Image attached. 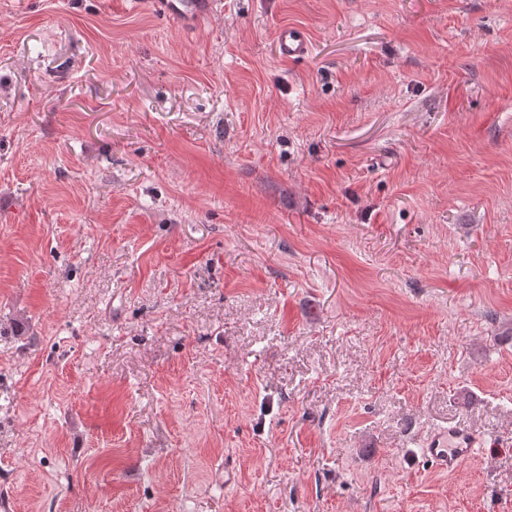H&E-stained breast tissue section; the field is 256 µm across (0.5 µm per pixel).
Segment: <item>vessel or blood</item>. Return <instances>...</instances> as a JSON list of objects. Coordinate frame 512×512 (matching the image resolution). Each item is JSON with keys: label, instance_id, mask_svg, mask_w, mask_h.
I'll return each mask as SVG.
<instances>
[{"label": "vessel or blood", "instance_id": "vessel-or-blood-1", "mask_svg": "<svg viewBox=\"0 0 512 512\" xmlns=\"http://www.w3.org/2000/svg\"><path fill=\"white\" fill-rule=\"evenodd\" d=\"M156 3L164 16L196 27L217 11L221 0H156ZM278 49L282 57L295 60L308 54L310 41L301 29L285 27L279 33ZM487 444L484 436L467 425L438 427L422 441L421 455L436 468L452 473Z\"/></svg>", "mask_w": 512, "mask_h": 512}]
</instances>
